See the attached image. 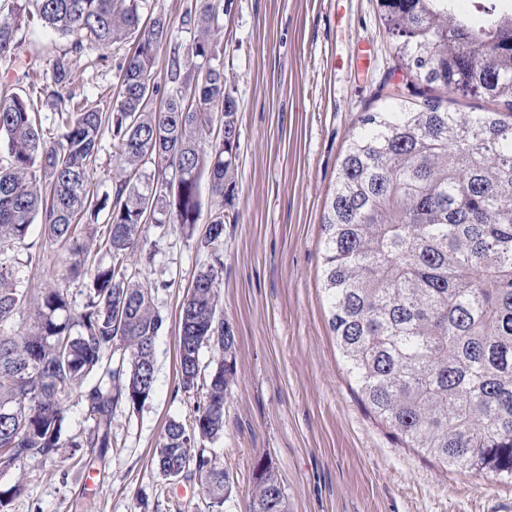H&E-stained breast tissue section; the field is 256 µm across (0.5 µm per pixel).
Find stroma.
<instances>
[{"mask_svg":"<svg viewBox=\"0 0 512 512\" xmlns=\"http://www.w3.org/2000/svg\"><path fill=\"white\" fill-rule=\"evenodd\" d=\"M223 16L224 74L239 105L237 170L224 210L221 313L236 336L224 434L207 449L231 482L222 512H243L256 461L278 469L288 512H507L512 480L461 470L408 448L370 411L347 372L322 289L324 206L367 112L388 95L419 101L377 0H230ZM23 54L38 70L70 46L27 29ZM124 51L85 45L68 91L109 105ZM178 228L150 231L147 271L167 324L155 350V392L117 411L112 447L74 449L73 460L31 459L0 473L23 482L10 512H176L204 504L197 477L177 482L154 453L170 420L190 421L199 393L177 375L178 316L210 259Z\"/></svg>","mask_w":512,"mask_h":512,"instance_id":"35a3bbf8","label":"stroma"}]
</instances>
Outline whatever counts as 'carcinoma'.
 Returning a JSON list of instances; mask_svg holds the SVG:
<instances>
[{"mask_svg":"<svg viewBox=\"0 0 512 512\" xmlns=\"http://www.w3.org/2000/svg\"><path fill=\"white\" fill-rule=\"evenodd\" d=\"M146 0H11L0 11V64L19 66L21 32L39 25L71 40L25 93L0 94V470L65 448L112 447L118 406L141 408L155 389V347L166 319L146 269L150 229L178 225L214 263L179 311L181 388L204 389L193 419L171 420L156 449L168 480L200 478L219 512L230 479L204 442L224 432L233 384L232 329L219 314L224 198L235 174L238 106L218 37L224 5L195 0L173 42L164 17L142 22ZM401 66L421 101L372 112L342 160L324 214L323 286L330 327L368 406L410 448L444 463L512 479V19L490 0L469 13L455 0H378ZM129 42L110 109L62 98L84 45ZM170 45L163 77L160 48ZM479 96L486 112L451 110ZM55 110L52 126L37 119ZM222 110L224 127L216 129ZM110 136L111 188L90 170ZM207 176L214 209L202 215ZM106 215L107 224L99 223ZM40 224V240L30 229ZM65 253V274L28 285L23 271ZM81 288L70 292L69 282ZM226 361L206 371L201 350ZM79 392L86 433L67 436ZM244 512H286L279 474L253 477Z\"/></svg>","mask_w":512,"mask_h":512,"instance_id":"carcinoma-1","label":"carcinoma"}]
</instances>
